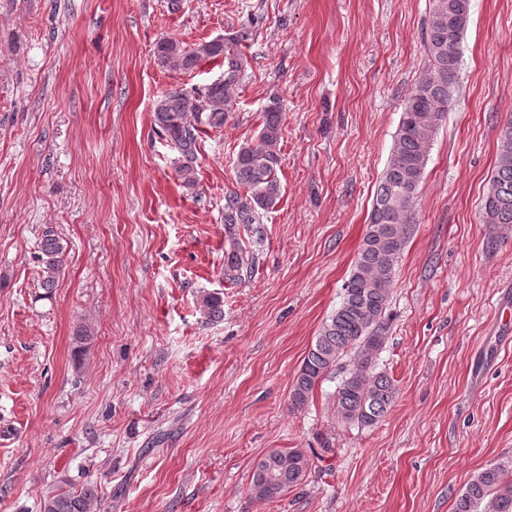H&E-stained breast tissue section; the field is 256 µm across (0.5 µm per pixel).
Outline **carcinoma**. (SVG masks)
Returning a JSON list of instances; mask_svg holds the SVG:
<instances>
[{"label": "carcinoma", "mask_w": 512, "mask_h": 512, "mask_svg": "<svg viewBox=\"0 0 512 512\" xmlns=\"http://www.w3.org/2000/svg\"><path fill=\"white\" fill-rule=\"evenodd\" d=\"M470 0H433L426 48L425 75L405 99L394 134V147L380 177L368 218L367 231L352 271L342 285V300L323 323L303 360L290 393L293 409L304 407L337 362L354 353L358 358L336 388V416L345 424L372 426L394 403L397 389L384 374L373 369V356L386 340L385 313L395 267L409 239L412 207L430 158L434 136L453 100L458 79L460 44L470 15ZM247 34H231L186 49L172 38L157 42L159 65L190 72L205 60H221L222 78L202 89L171 90L156 100L152 117L156 132L178 153L175 173L186 186L196 183V142L202 127L224 126L231 112L232 92L245 70L239 49ZM283 113L271 101L262 112L256 138L243 144L233 161L236 183L243 191L224 196V278L240 280L253 272L254 252L242 237L263 240V214L274 208L281 195L277 175ZM486 224H512V120L501 128L495 170L482 205ZM42 288L52 291L64 266V247L51 227L39 241ZM200 305L210 317H220L224 302L207 293ZM333 452L320 448L272 450L255 465L250 497L273 500L305 478L310 458ZM94 488L65 491L45 500L41 512H88ZM454 512H512V465L500 462L475 473L458 495Z\"/></svg>", "instance_id": "1"}]
</instances>
